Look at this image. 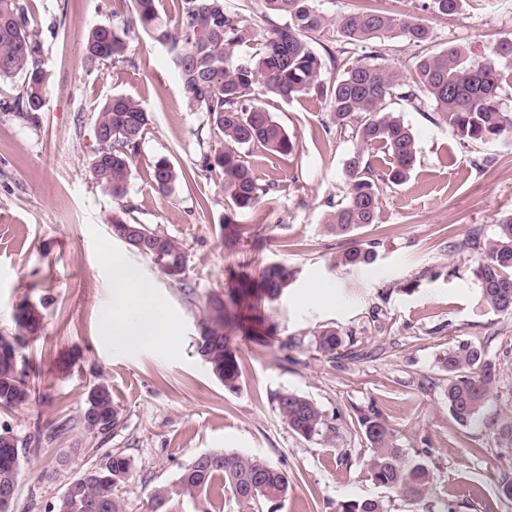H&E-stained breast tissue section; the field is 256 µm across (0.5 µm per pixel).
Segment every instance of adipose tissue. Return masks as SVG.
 Listing matches in <instances>:
<instances>
[{"label": "adipose tissue", "instance_id": "1", "mask_svg": "<svg viewBox=\"0 0 512 512\" xmlns=\"http://www.w3.org/2000/svg\"><path fill=\"white\" fill-rule=\"evenodd\" d=\"M105 265L112 277L110 334L113 343L129 350L161 343L167 332L165 306L154 296L140 270L119 254H108Z\"/></svg>", "mask_w": 512, "mask_h": 512}]
</instances>
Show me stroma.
Returning a JSON list of instances; mask_svg holds the SVG:
<instances>
[{
    "mask_svg": "<svg viewBox=\"0 0 512 512\" xmlns=\"http://www.w3.org/2000/svg\"><path fill=\"white\" fill-rule=\"evenodd\" d=\"M43 46L49 94L36 121L0 108V333L15 330L24 304L41 314L25 353L35 382L29 404L0 407V430L21 443L13 512H51L85 469L120 454L131 463L122 489L130 512H146L153 491L174 482L199 454L259 456L285 472L284 503L262 512H336L347 500L379 499L387 512H512L497 488V429L512 415V316L485 308L473 275L475 255L460 252L471 234L494 236L512 214V144H463L432 108L395 105L416 139L408 179L385 189L380 221L359 230L373 242V264L337 266L350 238L326 231L331 203L343 196L345 161L356 143L337 131L325 98L309 94L264 102L297 148L275 156L256 148L247 158L267 193L248 210H230L219 174L202 169L221 134L206 113L191 110L166 48L144 33L129 38L128 66L86 70L84 34L122 11L121 0H26ZM424 0H322L328 18L369 7L405 14L426 25L433 48L452 44L495 60L497 42L512 35V0H462L440 16ZM420 48L399 39L355 50L351 61L381 58L413 73ZM138 100L153 122L134 160L123 201L91 179L98 107L115 95ZM188 171L163 194L150 177L157 158ZM129 205L138 223L181 243L188 254L183 281L164 275L151 257L113 236L114 211ZM236 237L234 246L226 238ZM126 255L171 315L161 345L128 351L112 342V279L104 252ZM273 263L293 272L277 300L255 313L262 342L234 332L236 388L224 386L196 352L207 300L256 277ZM341 331L348 358L329 361L314 350L316 332ZM481 341L496 364L494 395L478 424L463 428L448 413L439 359L449 343ZM107 384L121 409L109 435L88 431L80 415L89 390ZM313 400L336 430L305 440L277 408L280 392ZM377 414L407 457H423L433 473L430 493L410 504L368 480L369 443L360 416ZM230 490L178 496L164 512H237Z\"/></svg>",
    "mask_w": 512,
    "mask_h": 512,
    "instance_id": "stroma-1",
    "label": "stroma"
}]
</instances>
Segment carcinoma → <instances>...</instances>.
Wrapping results in <instances>:
<instances>
[{
  "label": "carcinoma",
  "mask_w": 512,
  "mask_h": 512,
  "mask_svg": "<svg viewBox=\"0 0 512 512\" xmlns=\"http://www.w3.org/2000/svg\"><path fill=\"white\" fill-rule=\"evenodd\" d=\"M128 17L122 25L103 22L89 29L82 62L87 67L128 63V38L137 29L154 42L168 47L178 72L187 104L208 115L210 123L223 135L222 147L204 155L206 172H217L223 180L224 196L231 209L255 207L267 190L258 183L243 150L260 147L272 155H288L296 144L286 130L255 97L263 94L283 101L295 100L311 92L329 100L332 117L340 130L348 129L356 142L347 158L346 192L325 218V228L338 236L378 223L383 186L397 185L408 177L416 161V141L409 126L391 109L395 101L414 106L429 103L438 118L462 142L484 143L512 138V113L502 108L500 92L512 85V66L500 67L477 59L462 47L450 45L423 54L415 76L383 64L344 61L347 46L368 44L382 39H402L425 47L433 40L431 31L413 18L375 8L348 12L336 21L321 11L318 0H260L266 26L256 30L243 23L240 14L226 0H176L175 24L163 20L160 0H121ZM462 0H426L423 7L437 15L457 13ZM23 0H0V83L20 76L23 84L8 107L21 118L33 121L42 111L48 93L42 68V47L30 27ZM345 44L341 49L324 48L338 73L330 81L321 79L322 59L313 47L315 35L328 25ZM151 113L129 97L115 95L103 103L94 125L103 139L89 164L92 180L113 198L126 194L134 158L151 124ZM369 151L383 154L387 170L376 173L365 160ZM155 188L171 192L186 174L167 159H157L150 173ZM139 230L146 244L161 242L160 259L164 273L182 280L187 268L183 246L166 235L116 211L112 232L122 225ZM465 252L476 250L473 273L480 286L483 305L503 315L512 314V216L497 225L492 239L483 242L472 237L459 245ZM375 261L374 246L361 241L336 257L343 267L366 266ZM288 266L275 264L259 277L240 279V292L227 298H209L206 314L199 324L197 353L213 375L232 388L240 375L238 356L224 330L228 323L242 325L240 303L248 296L278 299L292 282ZM14 335L0 334V352L10 348L16 358H0V406L26 405L34 398L25 367L26 338L38 331L40 315L22 310L15 315ZM314 351L326 360L339 355L344 347L341 333L325 327L314 334ZM447 373L444 396L448 412L461 427L470 425L492 396L495 364L484 344L461 340L448 344L440 358ZM277 407L288 427L305 439L333 432L336 427L311 399L292 391L278 394ZM94 410L103 419L91 432L107 434L119 426L120 408L111 389L94 386L85 400L83 412ZM370 443L363 461L364 472L375 484L404 501L418 503L429 493L432 475L421 459H408L399 448L393 430L378 417L360 420ZM500 458L512 471V420L498 428ZM13 450L0 445V486L16 489L20 472L19 440L10 437ZM130 470V461L112 455L73 480L67 488L64 512H126L127 502L117 493ZM224 481L239 512H260L267 500H286L291 490L288 475L257 456L214 451L201 463L190 462L176 481L154 490L148 501L149 512H160L172 496L203 494L216 480ZM336 512H387L377 499L348 500Z\"/></svg>",
  "instance_id": "obj_1"
}]
</instances>
